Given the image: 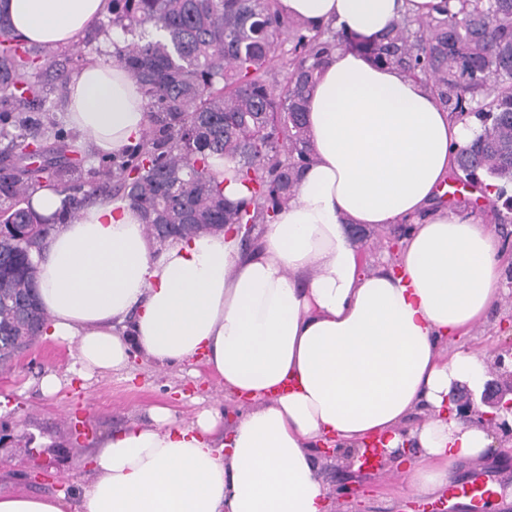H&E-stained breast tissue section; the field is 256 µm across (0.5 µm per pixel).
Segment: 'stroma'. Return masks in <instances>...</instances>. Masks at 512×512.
Wrapping results in <instances>:
<instances>
[{"label": "stroma", "instance_id": "obj_1", "mask_svg": "<svg viewBox=\"0 0 512 512\" xmlns=\"http://www.w3.org/2000/svg\"><path fill=\"white\" fill-rule=\"evenodd\" d=\"M439 204L470 214L500 237V294L486 320L471 328L459 344L494 356L512 339V210L500 200L476 197L465 187L442 195ZM407 225L364 228L358 240L369 265L392 263L391 246L405 237ZM74 344L37 339L9 370L0 373V490L55 493L87 482L89 451L102 435L148 420L155 405L170 407L179 421L191 422L200 408L225 410V422L236 417L224 386L207 369L189 377L185 368H160L142 357L131 358L120 374L70 380L67 369ZM54 373L65 384L52 396L42 395L39 380ZM332 489L333 512H417L421 501L400 494L397 480L370 471L346 472L342 459L321 460Z\"/></svg>", "mask_w": 512, "mask_h": 512}]
</instances>
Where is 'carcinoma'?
<instances>
[{"mask_svg": "<svg viewBox=\"0 0 512 512\" xmlns=\"http://www.w3.org/2000/svg\"><path fill=\"white\" fill-rule=\"evenodd\" d=\"M112 28L124 46L113 62L139 84L149 125L142 140L103 162L97 179L82 160L39 166L28 180L0 181V370L39 336L46 314L26 309L35 281L31 253L51 225L29 205V181L66 194L76 217L92 198L112 194L139 211L161 241L271 223L295 196L305 167L316 160L306 112L316 76L332 50L350 47L374 62L421 81L459 121L479 132L458 148L453 174L480 189L484 179L512 182V0H439L424 19L403 16L381 37H348L284 16L278 0H111ZM55 68L53 90L67 92L68 69L14 33L0 15V98L44 108L42 66ZM14 124L15 132L7 130ZM48 125L4 115L5 157L44 149ZM233 163L218 179L209 159ZM246 188L237 201L224 188Z\"/></svg>", "mask_w": 512, "mask_h": 512, "instance_id": "1", "label": "carcinoma"}]
</instances>
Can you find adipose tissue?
Segmentation results:
<instances>
[{
	"label": "adipose tissue",
	"mask_w": 512,
	"mask_h": 512,
	"mask_svg": "<svg viewBox=\"0 0 512 512\" xmlns=\"http://www.w3.org/2000/svg\"><path fill=\"white\" fill-rule=\"evenodd\" d=\"M436 0H278L283 14L368 37ZM107 0H0L16 33L67 45ZM67 125L103 156L140 141L143 92L103 60L68 84ZM316 153L294 200L255 247L235 232L159 242L127 202L99 198L68 216L65 194L32 190L52 219L32 253L45 334L75 344L70 374L124 369L132 353L156 366L204 357L240 409L182 424L164 406L149 425L101 438L90 481L71 491L0 492V512H325L314 449L355 453L383 442L400 491H443L458 462L490 456L495 438L449 411L460 384L482 390L485 353L453 339L499 294L497 236L437 206L456 146L475 129L449 118L428 87L348 49L323 66L309 99ZM411 222L398 261L368 267L350 235ZM426 418L407 428L416 412ZM414 451L405 458L401 449Z\"/></svg>",
	"instance_id": "obj_1"
}]
</instances>
